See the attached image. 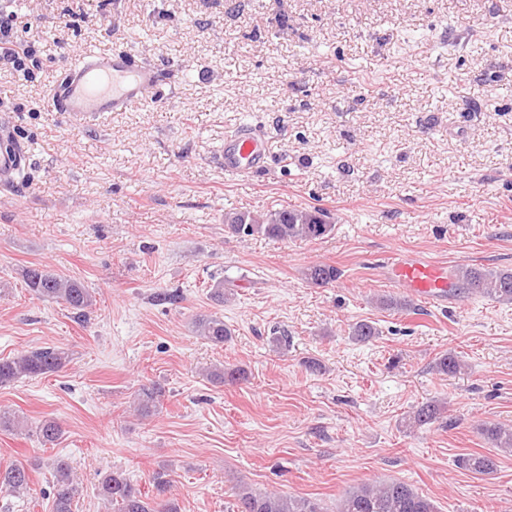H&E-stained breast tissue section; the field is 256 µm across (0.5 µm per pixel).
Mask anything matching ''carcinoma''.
<instances>
[{
  "label": "carcinoma",
  "instance_id": "cac0c4a2",
  "mask_svg": "<svg viewBox=\"0 0 512 512\" xmlns=\"http://www.w3.org/2000/svg\"><path fill=\"white\" fill-rule=\"evenodd\" d=\"M224 226L237 237L255 235L276 241L318 240L330 235L335 225L328 223L323 214L314 210H300L283 207L264 216L249 213L224 215ZM25 286L39 298L61 301L77 317L85 318L95 305L93 291L81 282L67 278L41 266H26L20 270ZM341 271L334 265L315 264L305 271L306 280L317 287L335 283ZM459 287L469 294L491 300L512 303V270H486L481 267L465 266L453 271ZM193 333L199 338L220 346L229 341L231 329L224 324V318L216 314L201 315L193 322ZM378 335L375 325L360 321L352 327V339L367 343ZM71 362L69 351L61 346L26 350L14 357L0 359V387L7 386L22 378H37L64 370ZM438 372L456 374L464 364L458 356L448 353L435 364ZM210 378L219 383L235 382L240 379L241 370L236 367H216L209 372ZM165 388L151 382L142 385L134 398V409L138 415L149 417L158 410ZM445 410V403L432 400L420 406L413 415L419 426L439 419ZM36 434L45 445L56 442L62 436V426L55 420L46 419L36 426ZM481 434L500 450H512V426L485 424ZM457 467L480 475L493 473L497 468L491 455L470 453L456 459ZM54 481L52 485V512H73V504L80 493L75 472L66 461L56 458L51 463ZM29 471L15 464L0 470V490L13 495H23L31 490ZM169 468L162 466L152 474V484L157 495L150 499L120 473L112 472L99 482V496L113 512H179L178 505L165 498L170 487ZM230 512H327L320 501L311 497L283 495L279 492L256 491L241 486L236 493ZM336 512H438L437 505L419 494L403 481H381L363 483L350 491L336 507Z\"/></svg>",
  "mask_w": 512,
  "mask_h": 512
}]
</instances>
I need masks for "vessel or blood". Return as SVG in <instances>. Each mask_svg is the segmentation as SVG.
I'll return each mask as SVG.
<instances>
[{"label": "vessel or blood", "instance_id": "b4317fda", "mask_svg": "<svg viewBox=\"0 0 512 512\" xmlns=\"http://www.w3.org/2000/svg\"><path fill=\"white\" fill-rule=\"evenodd\" d=\"M162 73L152 64L139 61L126 49L86 52L68 67L54 85V111L100 115L124 112L156 100ZM267 160L265 138L249 127L224 137V172L245 177L263 170ZM389 279L414 297L445 306L455 299V282L446 264L406 253L388 261Z\"/></svg>", "mask_w": 512, "mask_h": 512}]
</instances>
